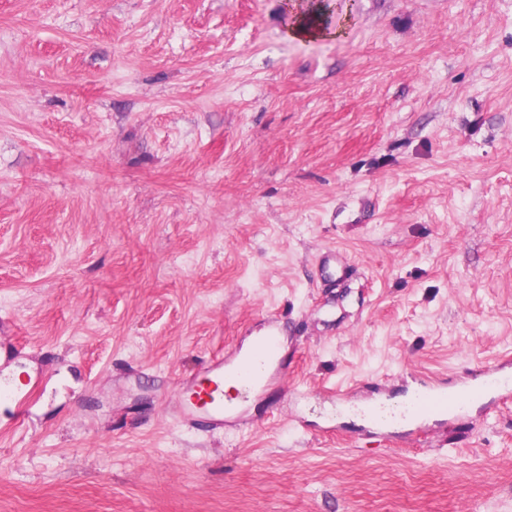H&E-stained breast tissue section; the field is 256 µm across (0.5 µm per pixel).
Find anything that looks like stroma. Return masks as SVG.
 Wrapping results in <instances>:
<instances>
[{"mask_svg": "<svg viewBox=\"0 0 512 512\" xmlns=\"http://www.w3.org/2000/svg\"><path fill=\"white\" fill-rule=\"evenodd\" d=\"M0 0V512H512V0ZM288 369L216 429L207 363ZM339 34L328 33L316 20L315 12L311 9L298 13L287 30L288 37L297 40H314ZM266 323V335L254 350L239 353L232 360H213L206 367L196 390V405L211 425L224 426V410L231 404L224 401V390L232 386L227 383L224 388V378L239 384V391H247L283 375L286 363L277 350L280 323L276 318H269ZM512 367L510 358H503L485 366L482 375L477 381L482 388H496L501 396H507L512 392V372L507 370ZM449 405L448 394L438 391L420 393L410 404L400 408H390L380 403L369 405L365 408L367 419L375 424L382 433V429L388 421L396 419H416L428 417L432 413H446L461 407L463 403Z\"/></svg>", "mask_w": 512, "mask_h": 512, "instance_id": "1", "label": "stroma"}]
</instances>
